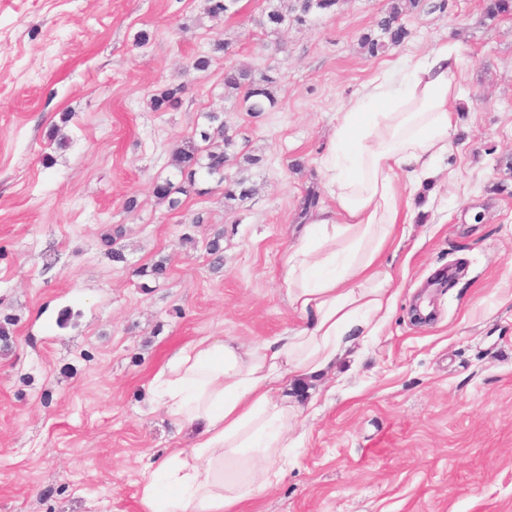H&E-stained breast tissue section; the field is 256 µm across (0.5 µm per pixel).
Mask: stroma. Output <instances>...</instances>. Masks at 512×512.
Wrapping results in <instances>:
<instances>
[{
  "label": "stroma",
  "mask_w": 512,
  "mask_h": 512,
  "mask_svg": "<svg viewBox=\"0 0 512 512\" xmlns=\"http://www.w3.org/2000/svg\"><path fill=\"white\" fill-rule=\"evenodd\" d=\"M276 4L212 19L204 0H0V321L15 320L0 512H143L142 471L186 445L149 405L155 373L198 337L254 345L299 325L280 258L312 219L307 191L330 203L320 160L341 104L447 42L465 57L457 132L426 211L382 257L393 313L335 372L292 387L304 410L284 476L239 512H512V16L484 19L483 0L418 9L410 38L373 58L360 37L388 0H339L273 34L258 20ZM240 65L276 78L272 111L225 98ZM179 84L178 105L151 110ZM206 112L235 154L259 156L254 194L229 202L202 179L170 209L154 184L175 178L172 152ZM217 235L216 270L203 244ZM162 257L166 278L144 282Z\"/></svg>",
  "instance_id": "35a3bbf8"
}]
</instances>
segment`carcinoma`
<instances>
[{
	"mask_svg": "<svg viewBox=\"0 0 512 512\" xmlns=\"http://www.w3.org/2000/svg\"><path fill=\"white\" fill-rule=\"evenodd\" d=\"M205 14L218 18L228 14L238 0H206ZM338 0H291L284 7H274L269 10L260 25L272 33L279 32L291 23L298 25L306 21L308 15L315 9L332 10ZM422 6V0H390L383 16L376 23V31L366 33L361 37V44L371 57L377 56L392 45L404 42L410 31L402 22L407 13ZM502 15H512V0H485V16L494 19ZM184 86L177 85L160 91L152 96L150 103L153 111L166 109L179 100ZM243 94L246 111L253 114L267 112L278 103L275 80L263 73H256L246 66L230 67L224 70V95L236 96ZM204 128L200 131V142L189 140L175 149L172 165L181 176L185 177L188 187L177 186L170 179H163L154 185L155 196L169 202L172 208L180 201L173 197L175 193L184 194L187 188L196 185L195 176L202 172L209 178L216 179L217 185L223 187L224 199L243 202L251 195L247 186L248 179L243 175L244 165H253L256 159L243 153L237 161L238 171L234 175L225 174V169L231 161V135L224 126V119L219 112H206ZM222 236L217 235L205 242V251L211 257L213 266L220 267L224 262V249L221 245Z\"/></svg>",
	"mask_w": 512,
	"mask_h": 512,
	"instance_id": "1",
	"label": "carcinoma"
}]
</instances>
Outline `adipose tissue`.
<instances>
[{
  "label": "adipose tissue",
  "instance_id": "obj_1",
  "mask_svg": "<svg viewBox=\"0 0 512 512\" xmlns=\"http://www.w3.org/2000/svg\"><path fill=\"white\" fill-rule=\"evenodd\" d=\"M462 63L444 44L376 76L341 107L322 162L332 205L281 262L279 286L301 324L247 348L202 336L168 357L153 400L192 440L146 467L144 512H237L279 480L274 462L295 446L298 415L282 383L322 375L393 311L381 256L416 218L414 200L455 134Z\"/></svg>",
  "mask_w": 512,
  "mask_h": 512
}]
</instances>
